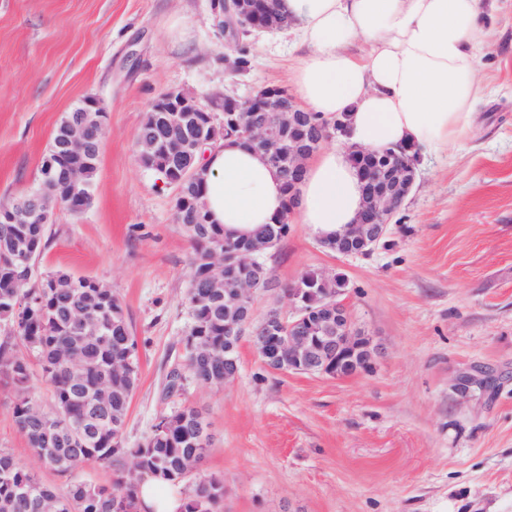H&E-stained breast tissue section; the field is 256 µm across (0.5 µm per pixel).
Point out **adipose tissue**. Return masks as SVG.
<instances>
[{"instance_id":"obj_1","label":"adipose tissue","mask_w":512,"mask_h":512,"mask_svg":"<svg viewBox=\"0 0 512 512\" xmlns=\"http://www.w3.org/2000/svg\"><path fill=\"white\" fill-rule=\"evenodd\" d=\"M307 53L293 68L299 105L343 118L339 145L315 153L299 186L294 218L320 239L342 233L356 217L361 180L351 147L381 151L412 145L439 155L467 141L479 102L477 52L488 28L481 0H279ZM364 57L347 50L355 37ZM278 170L236 139L210 148L202 200L212 223L246 235L277 223L286 203ZM141 512H180L169 481L146 477Z\"/></svg>"}]
</instances>
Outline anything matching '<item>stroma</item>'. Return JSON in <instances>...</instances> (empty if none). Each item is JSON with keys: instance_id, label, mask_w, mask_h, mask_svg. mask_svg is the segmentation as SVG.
<instances>
[{"instance_id": "stroma-1", "label": "stroma", "mask_w": 512, "mask_h": 512, "mask_svg": "<svg viewBox=\"0 0 512 512\" xmlns=\"http://www.w3.org/2000/svg\"><path fill=\"white\" fill-rule=\"evenodd\" d=\"M482 19L474 136L417 158L385 246L342 257L294 222L264 257L274 288L257 294L259 318L293 315L285 289L306 272L346 275L354 325L384 348L373 372H275L245 338L232 382L190 380L169 395L168 374L185 364L191 248L174 188L136 160L138 128L170 88L289 87L306 49L255 31L239 42L249 66L233 72L211 0H0V201L37 186L66 112L89 95L105 103L92 202L54 211L35 273L92 276L119 295L139 362L127 445L178 407L202 411L212 440L201 470L223 477V512H512V0H486ZM486 375L495 387L456 388ZM13 400L0 379V451L66 487L18 432Z\"/></svg>"}]
</instances>
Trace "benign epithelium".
<instances>
[{"label":"benign epithelium","mask_w":512,"mask_h":512,"mask_svg":"<svg viewBox=\"0 0 512 512\" xmlns=\"http://www.w3.org/2000/svg\"><path fill=\"white\" fill-rule=\"evenodd\" d=\"M214 27L232 42L246 33L247 28H280L278 0H261L260 12L246 0H213ZM151 112L166 114V125L178 127L181 132L166 137L162 144L163 162L158 168L168 185L174 186L195 176L208 149L228 137L247 138L256 144L270 162H277L283 151H288V209H294L306 161L322 145L344 133L345 122L336 120V128H317L314 137H285L288 128H299L307 121L308 112L300 108L295 99L283 89L262 87L251 95L240 98L224 95L219 105L205 106L200 98L181 89H168L156 97L149 107ZM223 113L222 122L216 121V112ZM237 112L249 113L246 123L235 117ZM105 127V117L99 101L84 99L64 122V137L59 149L72 159L65 169L64 179L77 189L85 175L87 160L95 155L98 131ZM414 153L408 147L391 154L355 151L362 162V201L355 223L343 234L322 244H331V250L344 257H366L384 243L389 224L411 193L416 181V168L406 155ZM43 206L42 194L36 192L0 222L13 224L22 216L38 213ZM253 275L229 279L224 266L214 264L207 275L208 287L222 288L232 298L231 321L228 329L240 335H249L258 343V354L263 364L277 372L320 374L336 379L356 377L373 372L377 345L373 337L353 330L352 321L338 290L326 296L329 306L336 309V321L319 323L323 336L311 335L313 325L306 316L307 298L302 288L288 293L295 307V320L288 324V332L277 336L273 330L263 335L254 331V316L248 314L243 300L268 289L270 275L260 266L256 256L247 260ZM106 403L99 400L86 408V413L73 429L62 438L70 441L84 439L106 416Z\"/></svg>","instance_id":"benign-epithelium-1"}]
</instances>
